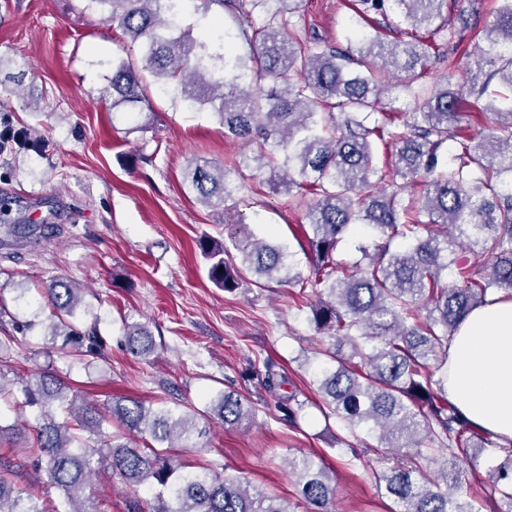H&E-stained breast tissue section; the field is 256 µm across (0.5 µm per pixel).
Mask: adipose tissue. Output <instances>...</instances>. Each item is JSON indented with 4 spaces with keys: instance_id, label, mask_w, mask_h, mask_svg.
Returning <instances> with one entry per match:
<instances>
[{
    "instance_id": "1",
    "label": "adipose tissue",
    "mask_w": 512,
    "mask_h": 512,
    "mask_svg": "<svg viewBox=\"0 0 512 512\" xmlns=\"http://www.w3.org/2000/svg\"><path fill=\"white\" fill-rule=\"evenodd\" d=\"M444 386L474 423L512 439V300L472 309L448 346Z\"/></svg>"
}]
</instances>
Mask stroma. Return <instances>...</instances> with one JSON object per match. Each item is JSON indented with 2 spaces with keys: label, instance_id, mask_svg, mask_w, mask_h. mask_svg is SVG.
I'll use <instances>...</instances> for the list:
<instances>
[{
  "label": "stroma",
  "instance_id": "35a3bbf8",
  "mask_svg": "<svg viewBox=\"0 0 512 512\" xmlns=\"http://www.w3.org/2000/svg\"><path fill=\"white\" fill-rule=\"evenodd\" d=\"M308 27L325 41L346 44L356 32L398 35L378 16L360 20L349 0H301ZM120 29L86 10L82 0H0V130L38 129L36 146L0 154V193L17 196L22 215L44 219L48 230L26 236L0 226V373L19 382L50 366L91 400L112 395L206 410L221 390H236L255 408L250 425L227 428L211 420L204 450L182 449L186 464L223 463L226 475L242 476L305 512L285 462L303 452L320 454L336 474L338 512H390L376 472L392 467L394 452L354 456L336 451L344 429L306 409L297 424L281 420L277 400L260 383L273 360L287 379L281 388L312 393L311 381L329 336L308 321L311 292L275 282L243 285L232 292L213 284L198 248L202 234L224 241L249 232L294 251L298 269L309 253L297 238L304 212L271 172L245 166L254 147L226 139L216 118L186 112L155 83L141 114L113 112L103 94L113 58L123 56ZM24 74L22 87L10 77ZM39 109H32V102ZM202 157L231 167L240 190L224 206L202 204L187 186V161ZM66 277L100 313L108 361L85 366L45 352L50 311L42 295L50 280ZM25 303H18L17 294ZM33 329H26V322ZM148 324L154 354L133 356L123 342L124 323ZM30 432L0 443V460L17 484L35 478Z\"/></svg>",
  "mask_w": 512,
  "mask_h": 512
}]
</instances>
